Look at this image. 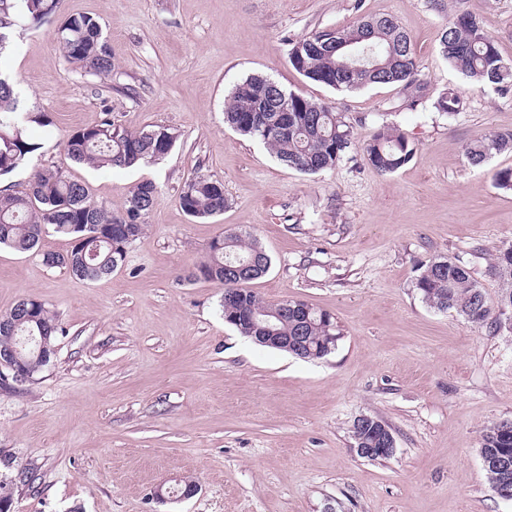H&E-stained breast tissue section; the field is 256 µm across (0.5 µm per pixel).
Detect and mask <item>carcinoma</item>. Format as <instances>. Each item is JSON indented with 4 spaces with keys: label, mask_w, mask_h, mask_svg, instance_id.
Returning a JSON list of instances; mask_svg holds the SVG:
<instances>
[{
    "label": "carcinoma",
    "mask_w": 512,
    "mask_h": 512,
    "mask_svg": "<svg viewBox=\"0 0 512 512\" xmlns=\"http://www.w3.org/2000/svg\"><path fill=\"white\" fill-rule=\"evenodd\" d=\"M62 0H0V55L17 28H37L57 13ZM60 45L66 60L78 68L107 75L112 71L100 24L85 15L69 17L60 29ZM442 55L476 85L512 87V63L501 56L496 44L475 17L461 21L456 16L439 37ZM288 59L305 78L339 91L371 84H399L412 94L411 106L423 98L418 63L412 40L390 16H367L343 28H323L289 41ZM273 79L250 76L238 83L224 112V123L243 136L261 140L284 164L307 174L336 166L353 147L350 126L332 107L284 91L288 111L271 112L268 99ZM438 112L453 115L463 109V100L447 89L434 102ZM32 123L42 127L51 121L42 112L21 111L20 95L9 76L0 72V178L11 174L40 149L30 140ZM170 128L153 125L129 132L110 120L73 131L66 140L69 159L95 168L128 169L155 162L174 146ZM365 163L381 173H394L414 155V146L395 126L381 125L361 146ZM512 152V133L494 134L471 141L465 156L479 166L494 153ZM156 187L149 181L135 186L119 209L93 198L89 187L72 179L63 167L34 169L24 190L0 187V246L17 252H39L49 233L69 238L64 252H40L48 267H62L73 276L96 281L112 273L126 258L128 246L144 231L143 217L153 208ZM179 203L193 218L203 219L224 212L228 205L224 186L197 175L184 186ZM270 259L258 241L246 235L225 233L213 239L205 259L186 274L189 281H205L239 291V300H221L224 322L244 337L259 336L255 321L270 320L279 336H304L306 346L288 353L301 360L327 356L322 350L328 337L341 339L334 318L300 299L288 301V316L278 320L280 303H270L247 289L269 269ZM489 271L500 283L497 301H512V244L494 255ZM415 288L422 299L439 311H453L478 327H501L502 318L484 294L470 269L458 260L434 258L420 266ZM63 333L57 318L36 297L20 300L0 314V357L9 356L18 369L32 377L47 366L55 354L56 337ZM507 456L512 464V446L505 448L493 425L481 436L480 457L491 488L512 491V472L497 461Z\"/></svg>",
    "instance_id": "carcinoma-1"
}]
</instances>
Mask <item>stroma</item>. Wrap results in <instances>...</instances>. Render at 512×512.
Returning <instances> with one entry per match:
<instances>
[{"mask_svg":"<svg viewBox=\"0 0 512 512\" xmlns=\"http://www.w3.org/2000/svg\"><path fill=\"white\" fill-rule=\"evenodd\" d=\"M89 15L112 55L110 76L66 61L61 19ZM474 16L512 61V0H64L58 19L15 37L0 69L51 135L10 177L56 164L97 200L121 207L140 181L157 200L125 263L98 281L0 248V313L34 296L62 329L51 363L0 388V457L33 469L15 512H512L483 470L487 425L512 420V330L478 328L430 308L415 287L432 258L468 266L489 299L488 272L512 241V190L495 178L512 153L468 165L476 138L512 132V88H479L441 55L438 36ZM389 15L410 35L426 97L409 106L397 84L341 92L288 60L287 39ZM268 76L341 112L355 150L335 168L303 174L260 141L224 124L233 86ZM454 89L464 107L436 112ZM111 118L177 135L162 160L125 170L71 161L70 132ZM415 148L394 173L359 150L380 124ZM220 181L228 206L196 219L179 195L193 176ZM248 232L269 256L249 288L329 312L343 337L303 361L262 347L224 321L222 288L185 280L222 232ZM368 414L396 438L393 457L359 458L349 435ZM191 480V499L161 502V484Z\"/></svg>","mask_w":512,"mask_h":512,"instance_id":"35a3bbf8","label":"stroma"}]
</instances>
